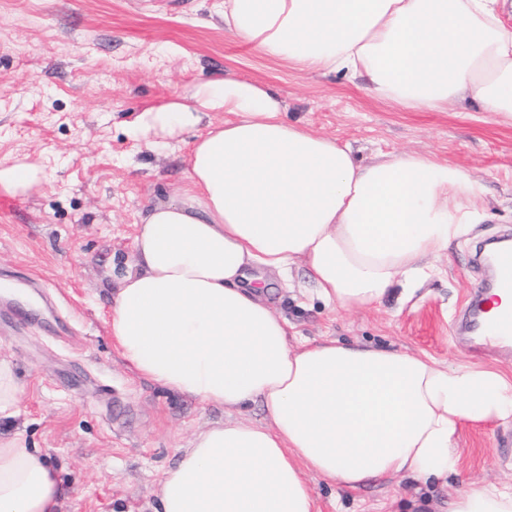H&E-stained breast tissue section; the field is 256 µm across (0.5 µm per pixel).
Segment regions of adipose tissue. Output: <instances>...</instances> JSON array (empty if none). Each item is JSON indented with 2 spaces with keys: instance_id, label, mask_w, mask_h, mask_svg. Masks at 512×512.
<instances>
[{
  "instance_id": "1",
  "label": "adipose tissue",
  "mask_w": 512,
  "mask_h": 512,
  "mask_svg": "<svg viewBox=\"0 0 512 512\" xmlns=\"http://www.w3.org/2000/svg\"><path fill=\"white\" fill-rule=\"evenodd\" d=\"M498 0H224V27L306 72L362 78L412 109L468 102L512 121V31ZM265 85L226 77L144 110L131 133L193 134L187 183L152 206L134 269L110 309L123 360L142 378L222 407L159 487V512H315L310 469L348 488L457 469L466 422L512 418V379L375 345L290 339L271 306L295 265L325 302L381 304L432 277L483 190L458 166L408 152L359 162L350 145L286 123ZM225 120L205 126L209 113ZM260 405V423L238 419ZM57 471L0 436V512H57ZM451 512H512V490L460 492Z\"/></svg>"
}]
</instances>
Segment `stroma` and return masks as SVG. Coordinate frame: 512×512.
Listing matches in <instances>:
<instances>
[{
  "instance_id": "35a3bbf8",
  "label": "stroma",
  "mask_w": 512,
  "mask_h": 512,
  "mask_svg": "<svg viewBox=\"0 0 512 512\" xmlns=\"http://www.w3.org/2000/svg\"><path fill=\"white\" fill-rule=\"evenodd\" d=\"M227 76L262 83L284 117L351 144L359 161L411 152L455 164L484 187L488 217L467 226L438 274L410 298L341 310L303 267L278 279L272 304L312 341L382 344L444 364L512 376V351L457 331L488 287L480 243L512 234V124L471 105L414 111L360 82L310 74L224 30V0H0V162L39 165L42 183L0 213V280L36 305L0 295V359L22 389L0 435L46 454L61 478L59 512H156L159 480L222 408L139 377L115 349L107 318L131 268L146 210L174 199L187 145L131 136L141 112L183 87ZM455 474L397 475L351 490L302 477L316 512H448L461 489L512 487V421L464 423Z\"/></svg>"
}]
</instances>
